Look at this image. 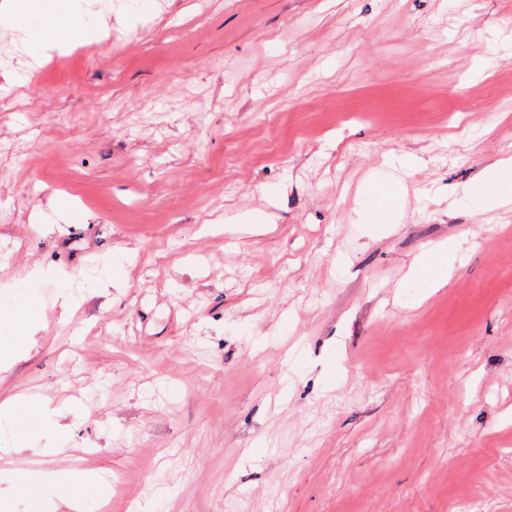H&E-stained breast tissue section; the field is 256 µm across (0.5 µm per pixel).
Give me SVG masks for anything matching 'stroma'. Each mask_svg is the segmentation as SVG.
Segmentation results:
<instances>
[{"label":"stroma","mask_w":512,"mask_h":512,"mask_svg":"<svg viewBox=\"0 0 512 512\" xmlns=\"http://www.w3.org/2000/svg\"><path fill=\"white\" fill-rule=\"evenodd\" d=\"M106 4L0 67V512H512V0ZM506 188L512 190V157L503 160L483 185L464 197L463 203L482 207L489 201H510L512 193L505 191ZM448 271V248L441 247L418 259L411 276L415 280L439 285L447 282ZM76 485L94 488V499L97 501L107 499L111 493V485L106 479H97L77 469L59 475L47 491L52 492V495H60Z\"/></svg>","instance_id":"35a3bbf8"}]
</instances>
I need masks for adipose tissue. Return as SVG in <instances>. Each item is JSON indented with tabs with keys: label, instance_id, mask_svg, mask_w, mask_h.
Returning a JSON list of instances; mask_svg holds the SVG:
<instances>
[{
	"label": "adipose tissue",
	"instance_id": "ef3b65f1",
	"mask_svg": "<svg viewBox=\"0 0 512 512\" xmlns=\"http://www.w3.org/2000/svg\"><path fill=\"white\" fill-rule=\"evenodd\" d=\"M91 15L76 0H28L16 13L5 15L26 39L32 54L54 49L59 43H78L91 38ZM512 200V157L490 173L486 182L463 199L464 204L480 207L490 201Z\"/></svg>",
	"mask_w": 512,
	"mask_h": 512
}]
</instances>
